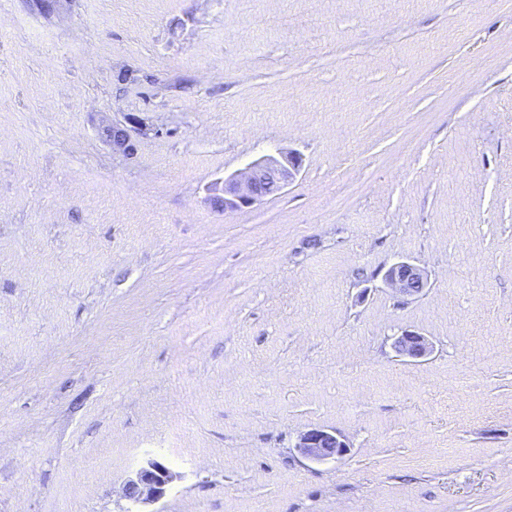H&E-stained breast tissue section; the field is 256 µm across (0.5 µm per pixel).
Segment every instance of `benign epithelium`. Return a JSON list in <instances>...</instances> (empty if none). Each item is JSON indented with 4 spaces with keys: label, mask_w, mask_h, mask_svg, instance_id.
<instances>
[{
    "label": "benign epithelium",
    "mask_w": 512,
    "mask_h": 512,
    "mask_svg": "<svg viewBox=\"0 0 512 512\" xmlns=\"http://www.w3.org/2000/svg\"><path fill=\"white\" fill-rule=\"evenodd\" d=\"M144 134L146 128L133 121H115L103 129L112 148L124 152L131 149L133 136ZM301 164V158L291 152L256 159L244 170L224 178V185L214 191L213 203L226 213L249 209L268 195L267 184L273 183L279 189L288 185ZM385 280L401 296L416 295L427 285L424 270L408 261L393 264L386 272ZM393 348L402 356L421 359L429 355L432 345L421 334L405 331L393 339ZM296 448L308 459L323 461L342 455L346 444L335 432L313 427L299 435ZM173 480L170 467L156 459H147L126 483L125 496L136 507L153 505L164 498Z\"/></svg>",
    "instance_id": "obj_1"
}]
</instances>
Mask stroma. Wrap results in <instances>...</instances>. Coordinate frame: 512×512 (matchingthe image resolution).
I'll return each mask as SVG.
<instances>
[{"instance_id": "stroma-1", "label": "stroma", "mask_w": 512, "mask_h": 512, "mask_svg": "<svg viewBox=\"0 0 512 512\" xmlns=\"http://www.w3.org/2000/svg\"><path fill=\"white\" fill-rule=\"evenodd\" d=\"M147 458L160 512H512V0H0V512ZM146 130L147 128H144L143 125L137 122L127 120L125 124H123L118 121H112V125L103 129V135L106 140L112 143L113 149L126 152L132 147L131 141L133 134L144 135L146 134ZM301 164V158L291 152L256 159L243 171L224 177V185L214 189L213 203L224 213L249 209L268 195L267 184H275L278 190L288 185ZM388 286L401 296L419 294L427 285V276L420 267L408 261L393 264L385 275ZM394 350L411 359H421L429 355L432 345L429 340L416 332L405 331L393 339ZM295 447L302 456L323 461L341 456L347 446L335 432L313 427L299 435Z\"/></svg>"}]
</instances>
